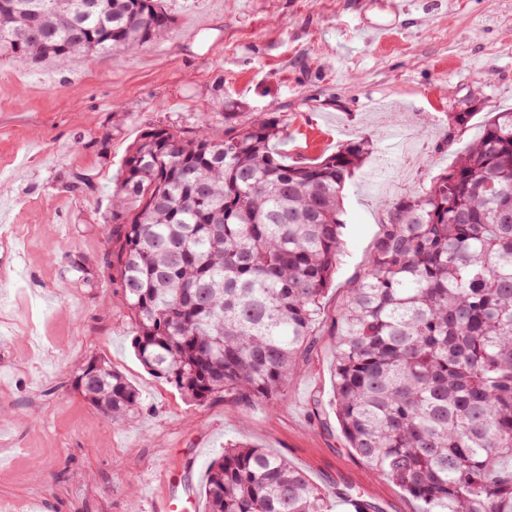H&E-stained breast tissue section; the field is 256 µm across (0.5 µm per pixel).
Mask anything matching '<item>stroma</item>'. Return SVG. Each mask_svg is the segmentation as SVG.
Wrapping results in <instances>:
<instances>
[{"label":"stroma","instance_id":"stroma-1","mask_svg":"<svg viewBox=\"0 0 512 512\" xmlns=\"http://www.w3.org/2000/svg\"><path fill=\"white\" fill-rule=\"evenodd\" d=\"M163 5L173 30L136 51L47 61L0 51V499L14 512H156L166 467L201 505L209 463L246 442L319 487L355 488L382 512H420L347 446L331 405L336 312L368 269L380 200L442 173L493 113L512 108V0ZM470 101L468 131L444 146L449 113ZM228 112L244 122L284 115L279 146L292 163L357 138L374 147L345 189L344 252L318 348L273 408L195 404L150 374L106 263L104 218L128 147L156 127H223ZM74 253L89 260L93 286L70 271ZM93 357L139 390L127 422L74 389L73 373Z\"/></svg>","mask_w":512,"mask_h":512}]
</instances>
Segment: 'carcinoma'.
I'll return each mask as SVG.
<instances>
[{"label": "carcinoma", "instance_id": "1", "mask_svg": "<svg viewBox=\"0 0 512 512\" xmlns=\"http://www.w3.org/2000/svg\"><path fill=\"white\" fill-rule=\"evenodd\" d=\"M161 0H0V49L32 59L135 51L166 37ZM472 109L448 113L447 143ZM279 115L144 133L125 155L106 220L119 303L140 362L194 403L272 406L315 344L344 248V190L371 154L353 140L318 162L273 148ZM368 271L336 315L333 404L370 471L421 512H512V111L484 122L429 185L382 202ZM114 423L138 389L93 357L74 374ZM205 512L380 508L313 484L244 442L208 465Z\"/></svg>", "mask_w": 512, "mask_h": 512}]
</instances>
